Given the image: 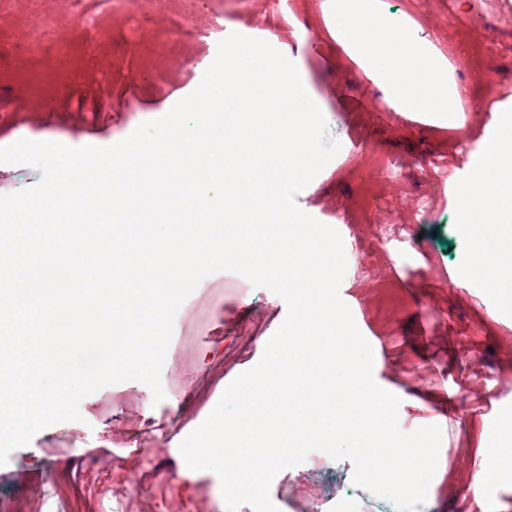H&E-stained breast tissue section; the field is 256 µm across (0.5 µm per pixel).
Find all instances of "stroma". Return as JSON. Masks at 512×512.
Returning <instances> with one entry per match:
<instances>
[{
  "instance_id": "35a3bbf8",
  "label": "stroma",
  "mask_w": 512,
  "mask_h": 512,
  "mask_svg": "<svg viewBox=\"0 0 512 512\" xmlns=\"http://www.w3.org/2000/svg\"><path fill=\"white\" fill-rule=\"evenodd\" d=\"M73 0H55L68 80L37 52L30 18L0 9V147L19 139L109 146L165 115L200 83L230 33L269 42L306 73L341 150L304 188L300 208L340 233L347 271L340 295L370 337L373 376L397 394L399 426L442 430L443 474L429 512H512V315L496 291L467 274L474 249L461 223L457 187L468 158L512 100V0H380L381 10L432 31L459 79L469 81L468 123L440 127L389 111L324 23L327 0H183L184 21L207 6L217 25L202 40L162 35L169 0L152 12L102 16L78 39ZM491 54L500 76L492 95L471 59ZM287 316L285 301L246 278L218 272L181 305L154 402L126 381L85 397L78 422L51 425L0 466V500L15 512H226L217 475L190 469L179 450L226 386L260 359ZM507 472L481 480V449ZM280 512H396L356 488L350 461L314 451L272 481Z\"/></svg>"
}]
</instances>
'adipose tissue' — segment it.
I'll use <instances>...</instances> for the list:
<instances>
[{
    "label": "adipose tissue",
    "instance_id": "obj_1",
    "mask_svg": "<svg viewBox=\"0 0 512 512\" xmlns=\"http://www.w3.org/2000/svg\"><path fill=\"white\" fill-rule=\"evenodd\" d=\"M329 26L366 78L384 94L395 112L423 115L438 126L464 128L466 82L453 75L433 41L404 21L382 13L378 0H331ZM499 139L479 167L458 188L457 211L472 227L476 246L469 270L495 289L503 312L512 313V255H492L480 244L485 228L512 240V102L497 104Z\"/></svg>",
    "mask_w": 512,
    "mask_h": 512
}]
</instances>
